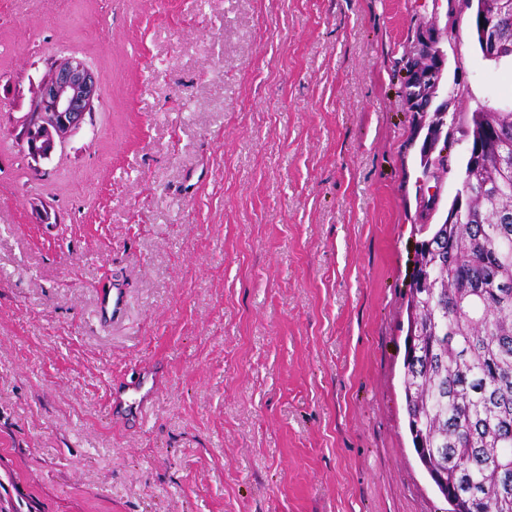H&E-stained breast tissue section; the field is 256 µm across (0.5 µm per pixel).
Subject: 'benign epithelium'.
<instances>
[{
  "instance_id": "7a95c632",
  "label": "benign epithelium",
  "mask_w": 512,
  "mask_h": 512,
  "mask_svg": "<svg viewBox=\"0 0 512 512\" xmlns=\"http://www.w3.org/2000/svg\"><path fill=\"white\" fill-rule=\"evenodd\" d=\"M473 19L485 56L495 57L498 29L485 20L480 7L474 9ZM417 37L424 51L419 63L406 70L408 105L410 111L415 112L417 108L413 104L421 101L422 111L432 112L448 104L442 98L447 86V54L436 24L420 29ZM103 86V76L79 59L67 58L52 64L41 84L35 111L27 113L21 125L19 141L28 158L36 163L49 158L56 147L82 128L94 101L101 98Z\"/></svg>"
}]
</instances>
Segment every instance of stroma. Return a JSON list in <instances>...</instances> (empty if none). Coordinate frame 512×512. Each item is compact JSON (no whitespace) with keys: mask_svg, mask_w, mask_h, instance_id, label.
<instances>
[{"mask_svg":"<svg viewBox=\"0 0 512 512\" xmlns=\"http://www.w3.org/2000/svg\"><path fill=\"white\" fill-rule=\"evenodd\" d=\"M465 0H0V501L12 512H448L402 384L422 140L446 37L448 172L512 61ZM105 85L32 166L54 60ZM126 294L98 314L101 288ZM156 378L146 415L108 391ZM480 18H483V21H480ZM473 19L475 26L477 27L478 34L480 36V40L482 43L484 54L487 58H494L497 41L499 38L498 29L492 25L491 22L486 20L485 13L483 9L480 7H475L473 12ZM476 40L479 46V49L482 52L479 36L476 34ZM417 37L425 48L418 56L419 63L406 69L405 87L409 92L410 112H433L439 107L442 108L441 112H436L438 115L435 118V125L424 127L426 139L435 136L445 125L444 106L448 101L442 98V94L447 86V54L442 47V33L435 23L420 29ZM422 100L421 110L412 107L415 102Z\"/></svg>","mask_w":512,"mask_h":512,"instance_id":"stroma-1","label":"stroma"}]
</instances>
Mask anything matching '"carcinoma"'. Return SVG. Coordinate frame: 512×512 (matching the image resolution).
<instances>
[{"label":"carcinoma","mask_w":512,"mask_h":512,"mask_svg":"<svg viewBox=\"0 0 512 512\" xmlns=\"http://www.w3.org/2000/svg\"><path fill=\"white\" fill-rule=\"evenodd\" d=\"M512 59V16L491 11ZM496 139L465 164L449 209L423 224L407 298L403 387L414 452L451 512H512V111L471 115Z\"/></svg>","instance_id":"1"}]
</instances>
